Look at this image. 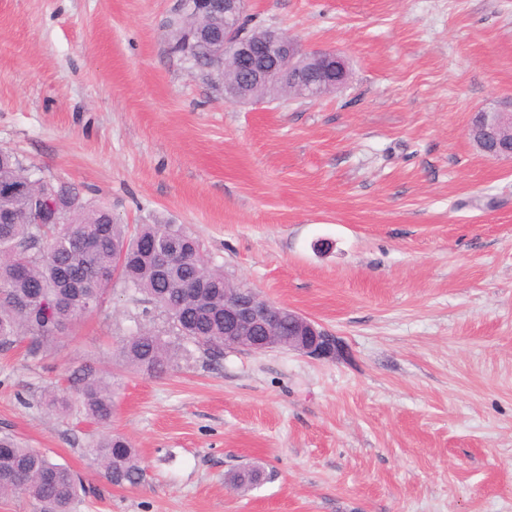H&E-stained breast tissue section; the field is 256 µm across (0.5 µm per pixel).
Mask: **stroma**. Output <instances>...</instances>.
Instances as JSON below:
<instances>
[{"label": "stroma", "instance_id": "35a3bbf8", "mask_svg": "<svg viewBox=\"0 0 512 512\" xmlns=\"http://www.w3.org/2000/svg\"><path fill=\"white\" fill-rule=\"evenodd\" d=\"M176 3L0 0V149L120 223L181 226L341 353L195 349L149 376L115 350L168 326L115 288L48 350H0V435L96 487L73 512H512V162L466 134L512 97V0H249L349 65L335 94L261 105L170 55ZM88 365L121 380L142 485L43 403ZM246 465L266 480L233 488Z\"/></svg>", "mask_w": 512, "mask_h": 512}]
</instances>
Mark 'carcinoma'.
Returning a JSON list of instances; mask_svg holds the SVG:
<instances>
[{"mask_svg":"<svg viewBox=\"0 0 512 512\" xmlns=\"http://www.w3.org/2000/svg\"><path fill=\"white\" fill-rule=\"evenodd\" d=\"M203 29L183 63L192 73L222 81L216 59L224 29L219 22H206ZM145 238L172 253L170 267L158 269L139 249ZM112 278L125 292L146 296L179 339L213 358L224 355V270L208 264L191 234L173 224H142L130 234L108 209L87 206L78 186L41 183L12 153L0 151V348L24 339L34 354L50 347L70 324L102 307ZM117 356L127 368L161 376L178 350L140 326L122 340ZM115 394L116 384L89 366L71 378L70 389L53 390L45 399L49 410L75 407L105 429L89 449L102 477L114 486H138L144 469L135 449L107 431ZM261 478L256 466L233 473L230 483L245 490ZM82 493L96 488L45 454L0 436L1 496L24 494L42 512H70Z\"/></svg>","mask_w":512,"mask_h":512,"instance_id":"obj_1","label":"carcinoma"}]
</instances>
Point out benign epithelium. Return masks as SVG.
Segmentation results:
<instances>
[{
    "label": "benign epithelium",
    "mask_w": 512,
    "mask_h": 512,
    "mask_svg": "<svg viewBox=\"0 0 512 512\" xmlns=\"http://www.w3.org/2000/svg\"><path fill=\"white\" fill-rule=\"evenodd\" d=\"M224 30L236 29L237 20L245 13L246 0H222ZM205 0H177L176 11L184 23L183 37L190 41L199 34L191 21L203 11ZM224 67L236 75L234 83L224 86V98L231 103L253 101L248 90L260 85H272L278 92L293 85H305L316 100L336 91L347 75L345 59L334 49L309 50L294 39L281 36L276 30H266L260 38H251L242 32L224 37ZM481 124L468 130V135L489 157L512 161V141L501 139L504 123H512V100L493 110L479 112ZM501 140L500 149H488L490 137ZM288 316L290 336L287 350L314 359H334L341 348L338 337L317 321L286 306L270 303L252 288L241 289L224 296V347L233 348L241 336L260 334L254 352L278 349L270 337L279 335V321Z\"/></svg>",
    "instance_id": "obj_1"
}]
</instances>
